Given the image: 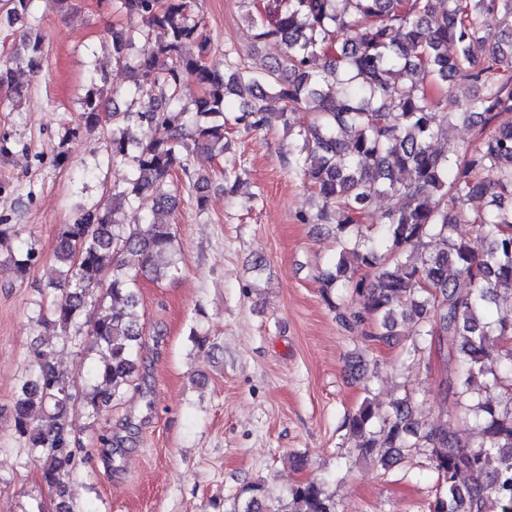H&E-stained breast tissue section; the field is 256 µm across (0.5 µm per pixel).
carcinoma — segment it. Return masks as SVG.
Wrapping results in <instances>:
<instances>
[{
  "mask_svg": "<svg viewBox=\"0 0 512 512\" xmlns=\"http://www.w3.org/2000/svg\"><path fill=\"white\" fill-rule=\"evenodd\" d=\"M120 4L140 26L112 31L113 56L124 63L135 40L143 42L130 69L133 94L148 103L112 111V159L130 163L136 178L60 226L56 280L30 315L57 336L33 347L12 408L15 432L60 498L55 512H75L64 501L80 449L69 421L74 402L95 418L133 383L142 340L138 278L182 274L176 261L164 269L154 261L174 250L177 192L194 195L197 209H206L201 190L209 177L192 166L190 149L222 155L226 136L264 127L268 90L295 131L288 166L318 200L316 212L300 220L334 225L339 252L318 275L323 299L345 328L371 324L370 341L393 345L405 321L417 336L438 337L458 363L463 423L480 434L465 445L446 421L426 427L410 395L381 419L365 400L344 420L358 456L386 470L414 453L427 455L439 486L430 512H512V320L487 316L494 296L512 290V206L465 209L488 195L512 200V124L496 123L512 112V0H272L266 15L245 14L257 39L284 46L260 72L228 54L220 67L207 62L213 41L198 0ZM340 30L347 32L342 43ZM23 42L17 57L34 72L40 38ZM186 44L196 45L197 55L183 54ZM186 81L201 88L192 119L180 96ZM448 81L475 88L457 112L444 111L428 93V86ZM302 110L315 113L313 122L300 121ZM103 111L94 88L84 99L85 123L101 122ZM475 117L488 132L459 163L450 130ZM131 123L163 126L168 137L131 141L124 132ZM438 140L448 150L434 149ZM241 184L239 169H224L225 193ZM381 197L402 206L382 212L377 235L369 237L364 221ZM127 207L142 213L140 223L121 222ZM459 224L471 225L481 252L457 235ZM15 239L21 257L9 255L3 270L22 277L38 252L21 230L0 227V248L11 249ZM409 251L426 255L413 263ZM347 288L358 297L355 308L342 300ZM492 338L501 350L491 366ZM59 344L99 354L77 400L75 381L55 363ZM493 389L495 399L484 397ZM466 473L478 480L463 482ZM245 493L239 512H337L314 480L294 484L285 504L257 487Z\"/></svg>",
  "mask_w": 512,
  "mask_h": 512,
  "instance_id": "1",
  "label": "carcinoma"
}]
</instances>
